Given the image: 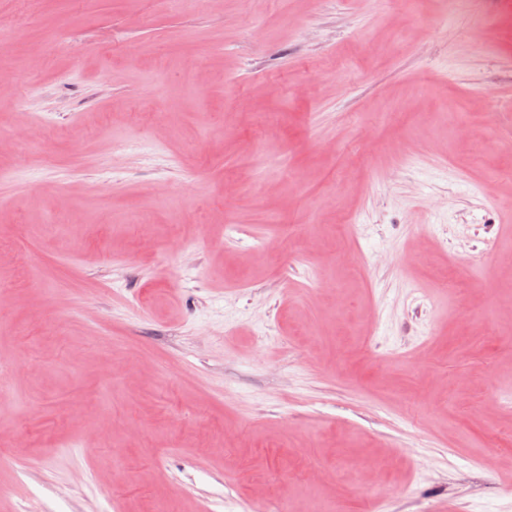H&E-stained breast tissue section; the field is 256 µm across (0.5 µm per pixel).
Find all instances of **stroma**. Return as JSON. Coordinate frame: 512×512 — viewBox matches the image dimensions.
I'll return each mask as SVG.
<instances>
[{"label": "stroma", "instance_id": "1", "mask_svg": "<svg viewBox=\"0 0 512 512\" xmlns=\"http://www.w3.org/2000/svg\"><path fill=\"white\" fill-rule=\"evenodd\" d=\"M1 70L0 512H512L501 0H0Z\"/></svg>", "mask_w": 512, "mask_h": 512}]
</instances>
